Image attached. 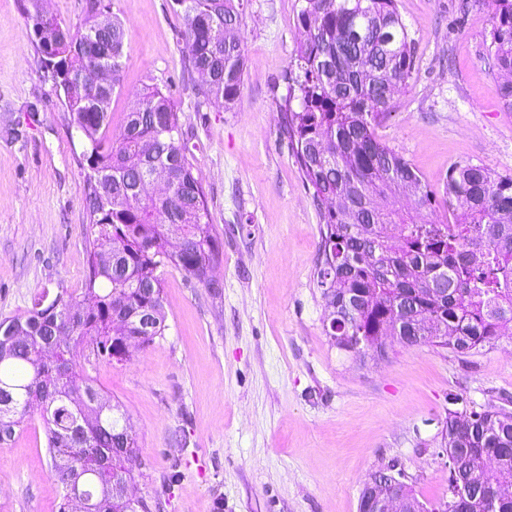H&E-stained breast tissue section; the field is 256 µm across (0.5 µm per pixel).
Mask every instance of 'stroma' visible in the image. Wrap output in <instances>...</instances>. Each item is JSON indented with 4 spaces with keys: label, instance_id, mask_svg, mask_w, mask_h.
Here are the masks:
<instances>
[{
    "label": "stroma",
    "instance_id": "1",
    "mask_svg": "<svg viewBox=\"0 0 512 512\" xmlns=\"http://www.w3.org/2000/svg\"><path fill=\"white\" fill-rule=\"evenodd\" d=\"M463 0H397L415 72L376 132L443 197L448 169L512 174V112L488 68L491 24ZM126 25L122 85L108 137L143 84L171 93L220 247L219 291L163 279L168 329L123 364L80 359L126 409L139 443L137 497L160 512H358L379 464L397 461L421 499L441 496L449 411L512 396V344L473 356L394 346L358 364L323 330L320 217L286 139L279 106L302 0H249L239 101L203 104L184 67L183 21L170 0H110ZM84 143L36 52L21 0H0V319L35 292L81 299L88 273ZM458 403H451V396ZM39 418L0 447V512H57Z\"/></svg>",
    "mask_w": 512,
    "mask_h": 512
}]
</instances>
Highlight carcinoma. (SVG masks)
<instances>
[{
    "instance_id": "obj_1",
    "label": "carcinoma",
    "mask_w": 512,
    "mask_h": 512,
    "mask_svg": "<svg viewBox=\"0 0 512 512\" xmlns=\"http://www.w3.org/2000/svg\"><path fill=\"white\" fill-rule=\"evenodd\" d=\"M40 0H24L41 64L63 94L84 137L89 272L82 304L68 289L44 288L21 315L0 320V446L38 413L60 490L83 512H152L127 501L139 445L123 406L73 361L120 363L131 344L165 336L163 274L216 288L220 251L205 195L187 158L178 112L156 84L134 96L112 140V98L128 44L124 23L104 0H86L72 25L39 22ZM492 22L488 58L500 103L512 112V0H480ZM248 0H171L183 20L187 67L202 75L193 93L230 108L239 100L247 58L240 22ZM302 35L292 55L280 134L288 139L320 216L318 283L330 343L356 361L380 362L389 349L431 345L457 356L512 342V175L458 163L448 170L435 214L421 175L375 133L414 70V46L397 0H304ZM363 300L357 317H341ZM448 484L419 512H512V398L448 411L442 431Z\"/></svg>"
}]
</instances>
